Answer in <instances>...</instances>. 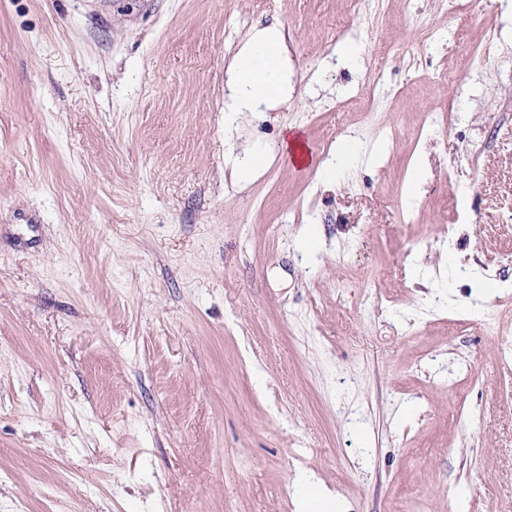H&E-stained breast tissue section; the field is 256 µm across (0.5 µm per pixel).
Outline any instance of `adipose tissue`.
I'll list each match as a JSON object with an SVG mask.
<instances>
[{
    "mask_svg": "<svg viewBox=\"0 0 512 512\" xmlns=\"http://www.w3.org/2000/svg\"><path fill=\"white\" fill-rule=\"evenodd\" d=\"M284 35L275 28L250 33L228 69L224 129L241 133L247 114L269 109L291 96Z\"/></svg>",
    "mask_w": 512,
    "mask_h": 512,
    "instance_id": "ef3b65f1",
    "label": "adipose tissue"
}]
</instances>
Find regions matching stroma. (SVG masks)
<instances>
[{
    "label": "stroma",
    "instance_id": "35a3bbf8",
    "mask_svg": "<svg viewBox=\"0 0 512 512\" xmlns=\"http://www.w3.org/2000/svg\"><path fill=\"white\" fill-rule=\"evenodd\" d=\"M274 26L293 92L237 185L225 68ZM510 209L512 0H0V512H301L308 474L344 512H512Z\"/></svg>",
    "mask_w": 512,
    "mask_h": 512
}]
</instances>
